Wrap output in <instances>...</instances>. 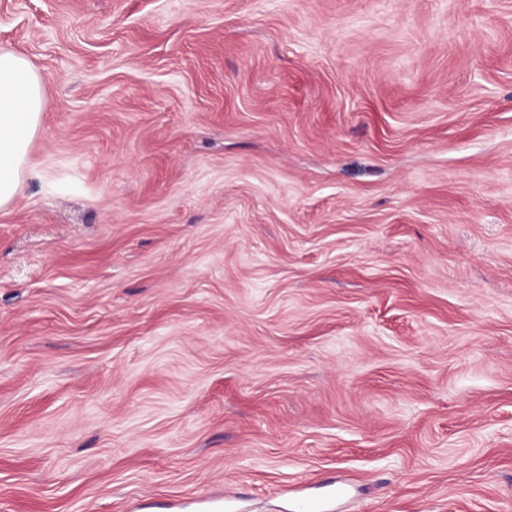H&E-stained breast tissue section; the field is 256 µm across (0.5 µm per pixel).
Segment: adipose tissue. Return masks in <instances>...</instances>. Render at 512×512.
<instances>
[{"instance_id":"ef3b65f1","label":"adipose tissue","mask_w":512,"mask_h":512,"mask_svg":"<svg viewBox=\"0 0 512 512\" xmlns=\"http://www.w3.org/2000/svg\"><path fill=\"white\" fill-rule=\"evenodd\" d=\"M40 77L24 57L0 50V209L8 207L26 175L29 153L45 109Z\"/></svg>"}]
</instances>
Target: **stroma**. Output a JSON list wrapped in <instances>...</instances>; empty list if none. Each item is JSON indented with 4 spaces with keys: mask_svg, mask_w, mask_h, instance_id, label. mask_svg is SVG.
Instances as JSON below:
<instances>
[{
    "mask_svg": "<svg viewBox=\"0 0 512 512\" xmlns=\"http://www.w3.org/2000/svg\"><path fill=\"white\" fill-rule=\"evenodd\" d=\"M0 512H512V0H0ZM40 77L24 57L0 50V209L8 207L26 175L29 153L45 109Z\"/></svg>",
    "mask_w": 512,
    "mask_h": 512,
    "instance_id": "35a3bbf8",
    "label": "stroma"
}]
</instances>
